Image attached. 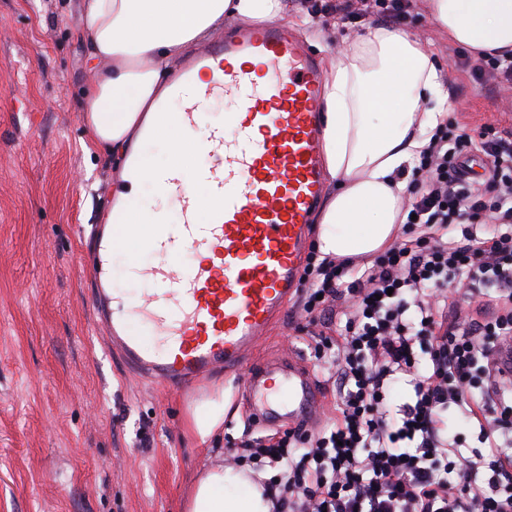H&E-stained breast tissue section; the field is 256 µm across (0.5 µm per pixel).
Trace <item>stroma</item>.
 <instances>
[{
    "instance_id": "1",
    "label": "stroma",
    "mask_w": 512,
    "mask_h": 512,
    "mask_svg": "<svg viewBox=\"0 0 512 512\" xmlns=\"http://www.w3.org/2000/svg\"><path fill=\"white\" fill-rule=\"evenodd\" d=\"M81 0H0V512H181L201 468L267 434L238 372L166 391L127 368L94 325L86 243L106 223L112 158L89 149L79 99L94 72ZM404 30L443 66L459 129L512 134V103L456 67L460 51L415 0ZM294 314L259 355L310 363ZM223 393L206 441L195 405Z\"/></svg>"
}]
</instances>
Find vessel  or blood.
<instances>
[{
	"label": "vessel or blood",
	"instance_id": "obj_1",
	"mask_svg": "<svg viewBox=\"0 0 512 512\" xmlns=\"http://www.w3.org/2000/svg\"><path fill=\"white\" fill-rule=\"evenodd\" d=\"M323 81L305 37L279 21L227 23L223 42L183 65L175 88L184 103L179 122L196 126L217 98L236 110L209 126L201 148L206 161L194 170L210 190L208 222L195 219L198 202L181 167L156 174L180 224L173 233L157 225L146 239L159 261L135 267L146 286L137 297L112 286L115 241L134 230L129 202L113 196L112 222L94 234L97 324L129 364L161 387L241 369L258 420L272 416L270 401L283 389L289 419L316 412L320 392L296 357L263 363L250 357L296 290L311 216L324 191ZM134 317L160 336L162 352L144 351L130 327Z\"/></svg>",
	"mask_w": 512,
	"mask_h": 512
}]
</instances>
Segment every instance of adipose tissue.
<instances>
[{"label":"adipose tissue","mask_w":512,"mask_h":512,"mask_svg":"<svg viewBox=\"0 0 512 512\" xmlns=\"http://www.w3.org/2000/svg\"><path fill=\"white\" fill-rule=\"evenodd\" d=\"M432 20L471 53L512 54V0H428ZM285 0H82L80 26L93 60L103 62L81 102L92 146L112 154L119 194L134 202L133 237L143 248L165 212L141 192L157 167L126 174L130 145L170 97V64L200 50L225 22L266 19ZM443 70L421 41L374 26L329 47L323 87V154L338 189L318 217V251L335 259L368 258L391 245L404 218L406 167L418 160L448 109ZM206 128L170 121L157 131L168 163L198 151ZM186 512H271L260 484L234 465L202 470L186 494Z\"/></svg>","instance_id":"obj_1"}]
</instances>
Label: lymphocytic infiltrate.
<instances>
[{
	"instance_id": "1",
	"label": "lymphocytic infiltrate",
	"mask_w": 512,
	"mask_h": 512,
	"mask_svg": "<svg viewBox=\"0 0 512 512\" xmlns=\"http://www.w3.org/2000/svg\"><path fill=\"white\" fill-rule=\"evenodd\" d=\"M413 0H329L311 14L398 27ZM480 86L512 90L507 55H459ZM446 120L412 170L401 236L372 260L319 259L298 301L317 366H329L336 416L243 441L227 459L269 472L274 512H512V380L496 349L512 340V141L480 140ZM483 152L482 178L463 160ZM496 225L484 234L485 225ZM496 287L493 299L481 288ZM412 389L389 407L394 385ZM479 428L456 448L448 413Z\"/></svg>"
}]
</instances>
